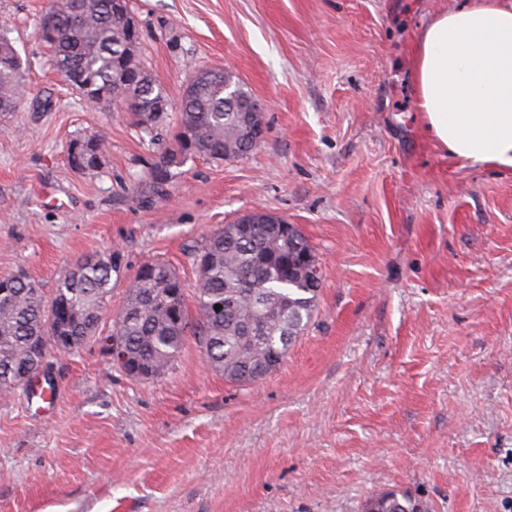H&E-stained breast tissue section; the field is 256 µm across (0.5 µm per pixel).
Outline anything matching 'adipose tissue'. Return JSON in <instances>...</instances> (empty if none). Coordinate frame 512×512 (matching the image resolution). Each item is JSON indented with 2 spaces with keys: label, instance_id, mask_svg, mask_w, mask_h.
<instances>
[{
  "label": "adipose tissue",
  "instance_id": "adipose-tissue-1",
  "mask_svg": "<svg viewBox=\"0 0 512 512\" xmlns=\"http://www.w3.org/2000/svg\"><path fill=\"white\" fill-rule=\"evenodd\" d=\"M413 78L436 146L512 167V0H461L433 15L417 37Z\"/></svg>",
  "mask_w": 512,
  "mask_h": 512
}]
</instances>
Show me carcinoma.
Returning a JSON list of instances; mask_svg holds the SVG:
<instances>
[{
	"label": "carcinoma",
	"instance_id": "cac0c4a2",
	"mask_svg": "<svg viewBox=\"0 0 512 512\" xmlns=\"http://www.w3.org/2000/svg\"><path fill=\"white\" fill-rule=\"evenodd\" d=\"M112 0H50L41 22L56 28L46 40L53 67L80 72L75 86L84 100L120 99L128 105L141 137L158 141L162 113L156 105L168 99L155 81L145 87L122 83V67L142 72L140 37L111 17ZM24 90L21 59L11 41L0 34V112L18 109ZM241 112L224 103V71L202 72L189 80L180 104L178 131L148 170L154 200L165 197L163 185L192 156L226 160L247 155L255 144H243ZM299 254L286 240L274 239L264 227L252 240L239 238L236 223L225 224L192 246L188 258L197 274L196 316H191L177 271L162 260L143 263L126 301L114 318L107 346L147 362L159 377L170 370L192 335L207 365L236 384L256 383L271 374L265 358L284 361L289 347L314 320L322 276L296 264ZM52 297L28 277L0 296V398L14 393L22 367L33 369L52 358L54 303L68 307L67 330L81 347L94 334L112 293V261L101 253L90 262L78 258ZM221 303L216 314L211 305ZM366 512H427V506L406 492L391 491L366 504Z\"/></svg>",
	"mask_w": 512,
	"mask_h": 512
}]
</instances>
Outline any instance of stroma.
<instances>
[{
  "mask_svg": "<svg viewBox=\"0 0 512 512\" xmlns=\"http://www.w3.org/2000/svg\"><path fill=\"white\" fill-rule=\"evenodd\" d=\"M49 2L0 0L26 66L18 110L0 114V276L49 296L112 247L109 313L152 260L191 295L190 247L262 208L300 227L322 290L256 384L225 381L192 338L150 380L97 341L58 357L48 409L0 399V512H364L388 491L512 512V168L449 156L415 102V38L455 0H128L164 129L205 68L265 105L251 152L189 159L161 207L127 108L86 105L53 70L36 34ZM97 135L92 177L69 150Z\"/></svg>",
  "mask_w": 512,
  "mask_h": 512,
  "instance_id": "35a3bbf8",
  "label": "stroma"
}]
</instances>
